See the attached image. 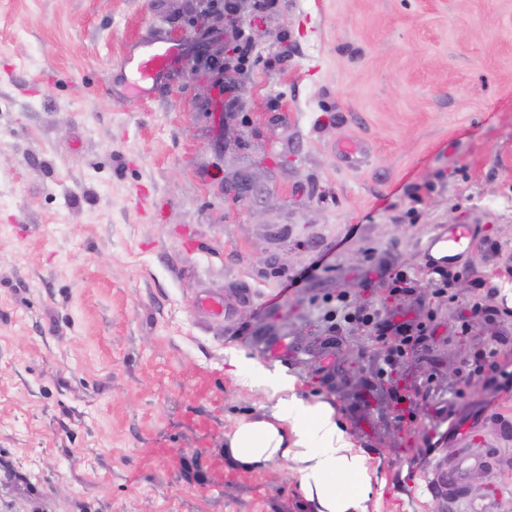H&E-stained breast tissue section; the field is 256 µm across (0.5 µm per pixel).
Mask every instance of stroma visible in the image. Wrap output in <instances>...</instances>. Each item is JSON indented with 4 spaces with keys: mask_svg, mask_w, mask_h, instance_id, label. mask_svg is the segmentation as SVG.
Listing matches in <instances>:
<instances>
[{
    "mask_svg": "<svg viewBox=\"0 0 512 512\" xmlns=\"http://www.w3.org/2000/svg\"><path fill=\"white\" fill-rule=\"evenodd\" d=\"M224 3L0 0V512H316L224 452L253 363L363 456L348 512H512V0ZM176 54L175 46L152 37H145L129 47L124 58L125 69L137 76L139 83L136 93L139 97L144 99L149 96ZM473 240L474 235L469 226L448 224V235L436 237L429 247L432 249L439 245V250L444 252L445 250L450 251L453 248L463 246L467 241L472 242Z\"/></svg>",
    "mask_w": 512,
    "mask_h": 512,
    "instance_id": "obj_1",
    "label": "stroma"
}]
</instances>
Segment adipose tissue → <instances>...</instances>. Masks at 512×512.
<instances>
[{"instance_id": "adipose-tissue-1", "label": "adipose tissue", "mask_w": 512, "mask_h": 512, "mask_svg": "<svg viewBox=\"0 0 512 512\" xmlns=\"http://www.w3.org/2000/svg\"><path fill=\"white\" fill-rule=\"evenodd\" d=\"M254 378L277 397L271 419L243 421L226 437L225 451L234 461L261 467L277 459L299 465L301 487L317 504L316 512H340L329 483L361 468L357 456L336 426L332 410L324 403L302 406L293 397V381L285 374L252 366Z\"/></svg>"}]
</instances>
